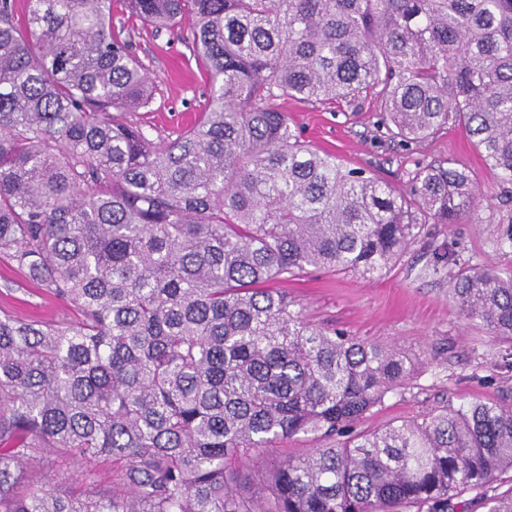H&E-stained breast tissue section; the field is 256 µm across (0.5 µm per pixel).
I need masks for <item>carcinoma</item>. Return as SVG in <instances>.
Returning a JSON list of instances; mask_svg holds the SVG:
<instances>
[{"label":"carcinoma","instance_id":"cac0c4a2","mask_svg":"<svg viewBox=\"0 0 512 512\" xmlns=\"http://www.w3.org/2000/svg\"><path fill=\"white\" fill-rule=\"evenodd\" d=\"M0 0V258L72 302L73 323L0 314V512H512V407L446 405L359 431L419 357L316 326L266 287L364 277L424 224L478 204L473 170L419 165L396 191L306 144L275 101H381L392 138L453 124L512 183V0H122L180 35L205 111L155 141L121 113L153 81L112 0ZM466 320L512 340V272L458 265ZM262 465L255 498L231 465ZM82 478L46 488L45 453ZM117 480L96 490L104 464Z\"/></svg>","mask_w":512,"mask_h":512}]
</instances>
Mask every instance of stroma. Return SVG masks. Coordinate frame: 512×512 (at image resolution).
<instances>
[{
	"label": "stroma",
	"instance_id": "1",
	"mask_svg": "<svg viewBox=\"0 0 512 512\" xmlns=\"http://www.w3.org/2000/svg\"><path fill=\"white\" fill-rule=\"evenodd\" d=\"M116 34L132 41L154 80L152 106L126 113L134 125L151 129L162 140L185 127L207 103L206 77L190 45L178 36L133 26L116 15ZM302 137L318 149L335 153L350 168H364L391 185L404 187L418 163L450 158L475 173L481 195L476 211L456 224H429L390 269L371 279L354 273L312 270L276 282L315 323L333 325L361 339L420 355L417 375L388 394L361 423L374 431L402 420L422 419L444 404L475 399L512 406V343L493 337L480 323L464 320L449 290L451 268L433 271L436 249L449 247L458 263L512 270V250L502 246L512 224V184L486 168L465 132L448 128L421 145L404 147L390 140L376 101L360 109L286 100ZM0 311L48 322H74L75 306L33 284L7 260H0Z\"/></svg>",
	"mask_w": 512,
	"mask_h": 512
}]
</instances>
